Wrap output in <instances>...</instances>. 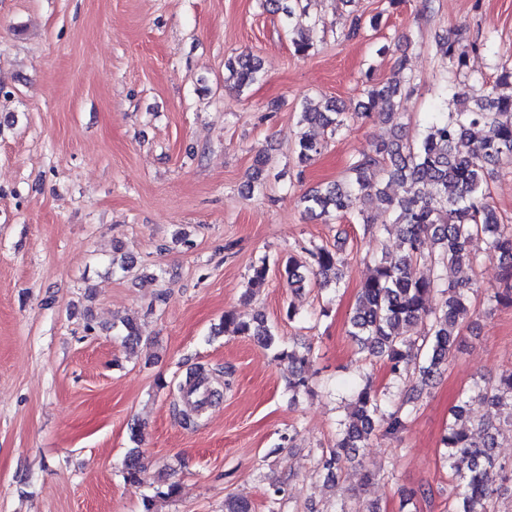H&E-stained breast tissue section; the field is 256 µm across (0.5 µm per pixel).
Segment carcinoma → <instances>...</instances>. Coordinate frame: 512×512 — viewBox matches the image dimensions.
Returning a JSON list of instances; mask_svg holds the SVG:
<instances>
[{"mask_svg":"<svg viewBox=\"0 0 512 512\" xmlns=\"http://www.w3.org/2000/svg\"><path fill=\"white\" fill-rule=\"evenodd\" d=\"M273 13L292 17L296 10H307L305 0H266ZM381 16L369 20L354 14L345 38L356 39L366 30H376ZM319 20L309 26L288 31L294 52L305 56L314 46ZM443 55L451 68L466 66L468 47L447 42ZM226 86L241 94L261 78V61L252 54H240L224 63ZM412 76L398 71L389 81L374 78L367 69L362 81L361 100L353 111L334 100L323 104L307 103L300 112L302 126L318 125L335 135L350 121L370 119L375 110L393 123L389 139L376 142L368 152L354 156L344 179L304 196L305 209L326 221L354 217L367 229H373L371 212L381 209L390 216L385 230L396 227L402 235L404 254L396 259L383 256L375 260L372 274L359 289L347 335L369 355L382 359L395 379L409 374L415 364V385L408 398L389 413L385 412L388 390L377 388L368 380L358 379L349 391L348 413L340 423L336 448L321 453L317 469L334 480L341 456H350L360 448L371 447V437L381 430L398 436L407 427V417L457 345L458 329L471 317L470 287L466 281H448L444 270L473 268L481 259L497 262L500 288L493 298L498 304L512 305V224L504 223L488 201L487 176L491 168L512 161V94L497 93L500 85H512V65L504 63L495 85L482 77L472 83L446 86L456 110L441 108L431 113L425 134L415 140L405 138L400 122L401 98L411 90ZM324 141L303 130L299 133L295 153L305 165L322 153ZM270 158L263 152L255 155L253 171L247 185L258 193L266 190L263 177ZM398 183L402 195L392 197L388 188ZM480 239L483 253L473 250ZM343 245L334 248L313 246L302 248L316 265L315 284L323 276L341 284L344 257ZM305 262L290 255L281 262L288 285L305 287L307 280L300 273ZM270 264L262 258L252 266L250 291L263 287ZM448 294L438 309L430 306L433 294ZM427 326L423 338L412 336L415 326ZM224 332L234 336H250L262 346L276 351L295 365L288 379V391L297 395L308 389L306 367L308 353L282 346L280 338L264 324L260 316L248 322L235 311H224ZM472 398L495 407L502 422L512 426V370L492 385H476ZM491 421L479 420L448 425L440 440L442 455L450 468L457 470L458 484L449 512H497L498 490L486 480L487 468L495 464L496 433ZM142 455L131 449L124 459L121 474L125 482L139 481ZM467 462L464 472L457 461Z\"/></svg>","mask_w":512,"mask_h":512,"instance_id":"obj_1","label":"carcinoma"}]
</instances>
